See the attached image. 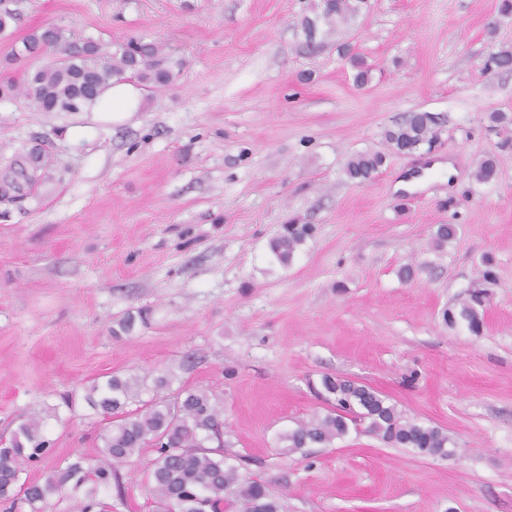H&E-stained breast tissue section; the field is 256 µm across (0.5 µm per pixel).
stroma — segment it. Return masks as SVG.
<instances>
[{
    "label": "stroma",
    "instance_id": "stroma-1",
    "mask_svg": "<svg viewBox=\"0 0 512 512\" xmlns=\"http://www.w3.org/2000/svg\"><path fill=\"white\" fill-rule=\"evenodd\" d=\"M312 2L0 0L15 16L0 32V85L53 59L21 53L44 26L110 53L152 42L182 64L119 122L0 97V168L34 149L52 159L21 199L0 200V440L37 412L53 444L21 462L24 476L97 455L106 422L84 401L94 380L165 374L222 399L225 457L282 512H512V131L487 122L512 113V70L484 69L512 50V16L499 0H367L311 49L300 23ZM415 111L435 114L434 145L391 152L385 129ZM364 152L385 154L383 166L347 182L346 160ZM490 152L498 176L478 182ZM448 160L453 181L394 191ZM292 220L315 233L284 266L269 243ZM440 224L459 233L438 249ZM486 255L498 284L476 335L442 313ZM326 375L442 428L455 456L356 432L283 453L298 421L330 411ZM154 457L142 448L100 490L112 512H155Z\"/></svg>",
    "mask_w": 512,
    "mask_h": 512
}]
</instances>
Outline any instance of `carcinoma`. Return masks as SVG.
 Masks as SVG:
<instances>
[{
    "mask_svg": "<svg viewBox=\"0 0 512 512\" xmlns=\"http://www.w3.org/2000/svg\"><path fill=\"white\" fill-rule=\"evenodd\" d=\"M365 0H321L313 6L315 18H305L302 29L308 45H315L318 22L332 28L355 18ZM24 51L34 54L52 48L58 58L30 74L25 82L24 97L38 112H79L93 103L100 91L112 82L138 78L147 87L166 85L175 78L173 66L150 43L130 40L112 56L105 55L94 42L82 45L66 41L61 30L47 28L32 31L23 42ZM512 68V52L491 55L486 69ZM436 117L426 111L409 113L402 121L387 128L384 137L398 153H412L435 140ZM383 164L378 153H359L344 165L347 180L365 183ZM41 156L28 155L25 161L0 172V196L15 199L23 196L24 184L31 180L28 170L44 167ZM474 175L480 182H491L498 175V160L484 156ZM311 224H285L282 233L270 242V250L284 266L289 265L297 248L312 236ZM458 225L440 224L435 244L443 246L456 238ZM485 271L482 281L474 284L458 306L443 313L451 326L459 321L474 334L482 331L487 285L494 282L492 259L482 258ZM170 380L159 375L120 376L113 374L103 382L87 388L85 401L95 413L108 421L101 434L103 447L95 462L80 456L66 467L49 474L44 481L21 480L18 460L39 462L49 456L51 442L42 434V418L30 415L0 445V502L5 512H46L49 501L68 489L78 493L87 483L93 487L83 497H74L72 512H110V504L99 499V490L112 485L117 467L128 461L146 445L155 450L151 479L161 512H224V501L234 495L240 512H281V504L264 484L242 481L234 466L227 463L224 452L204 446V442L224 425V407L206 389L180 390L172 396ZM325 392L334 398L335 409L324 415L314 414L282 436L285 450L298 452L314 445L329 446L349 434L350 427L364 426L383 443L412 448L431 456L446 450L448 435L437 426L411 420L379 392L349 379L325 377ZM153 389L157 397L141 402V394ZM140 404L130 410L128 406Z\"/></svg>",
    "mask_w": 512,
    "mask_h": 512,
    "instance_id": "cac0c4a2",
    "label": "carcinoma"
}]
</instances>
